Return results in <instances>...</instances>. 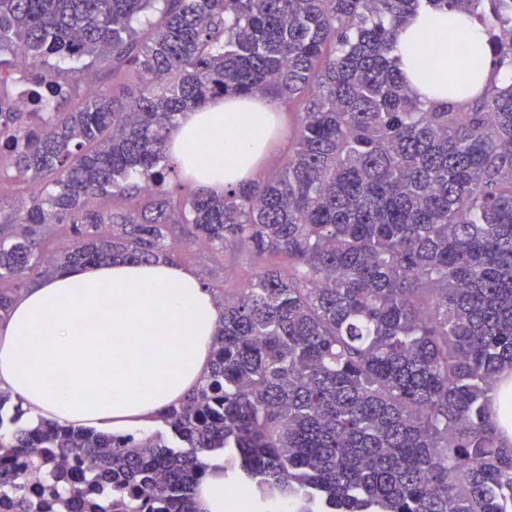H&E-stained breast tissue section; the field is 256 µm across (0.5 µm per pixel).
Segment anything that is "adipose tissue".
Segmentation results:
<instances>
[{"instance_id": "1", "label": "adipose tissue", "mask_w": 512, "mask_h": 512, "mask_svg": "<svg viewBox=\"0 0 512 512\" xmlns=\"http://www.w3.org/2000/svg\"><path fill=\"white\" fill-rule=\"evenodd\" d=\"M455 46L439 40L447 30ZM394 54L414 96L436 80H493L482 25L466 14L419 10L396 31ZM470 58L479 68H466ZM275 105L227 97L181 117L171 165L207 192L247 181L266 153ZM223 310L193 272L160 260L72 267L27 288L0 318V389L33 419L62 425L149 427L203 384Z\"/></svg>"}]
</instances>
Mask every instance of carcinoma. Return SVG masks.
I'll return each mask as SVG.
<instances>
[{
	"label": "carcinoma",
	"mask_w": 512,
	"mask_h": 512,
	"mask_svg": "<svg viewBox=\"0 0 512 512\" xmlns=\"http://www.w3.org/2000/svg\"><path fill=\"white\" fill-rule=\"evenodd\" d=\"M424 7L471 15L512 73V0H0V186L31 183L0 213V317L63 268L167 260L185 225L286 259L224 297L168 437L26 424L0 391V512H198L212 453L257 507L512 512L490 395L512 369V83L412 96L393 41ZM254 95L305 101L282 169L163 191L179 117Z\"/></svg>",
	"instance_id": "obj_1"
}]
</instances>
